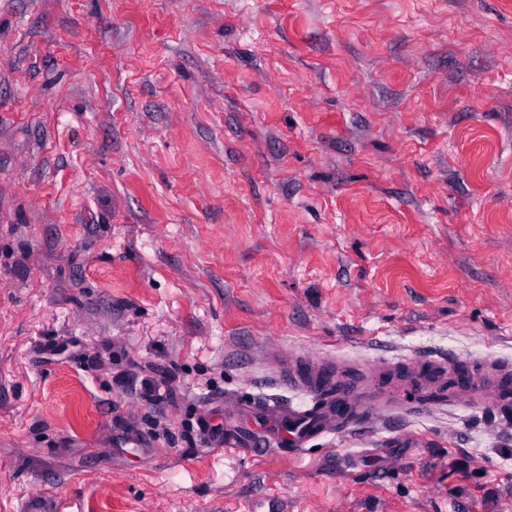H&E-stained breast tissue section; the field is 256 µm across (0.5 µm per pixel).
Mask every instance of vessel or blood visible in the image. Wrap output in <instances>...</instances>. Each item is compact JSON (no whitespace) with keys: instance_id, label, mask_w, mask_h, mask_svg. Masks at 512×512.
<instances>
[{"instance_id":"vessel-or-blood-1","label":"vessel or blood","mask_w":512,"mask_h":512,"mask_svg":"<svg viewBox=\"0 0 512 512\" xmlns=\"http://www.w3.org/2000/svg\"><path fill=\"white\" fill-rule=\"evenodd\" d=\"M382 373L403 371L418 390L433 389L439 402L454 407L460 404L512 408V362L497 359L462 360L455 356L419 355L402 365L381 364ZM280 379L289 386L310 393L312 402L300 408L285 403H265L239 399L235 408L253 420H273L279 425L274 433L252 438L255 447L298 451L309 442L339 431L346 432L372 423L375 417L402 410L403 397L393 389L375 390L358 378L341 374L333 361L313 360L289 353L281 363Z\"/></svg>"}]
</instances>
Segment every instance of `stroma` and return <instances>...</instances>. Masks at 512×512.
<instances>
[{"label":"stroma","mask_w":512,"mask_h":512,"mask_svg":"<svg viewBox=\"0 0 512 512\" xmlns=\"http://www.w3.org/2000/svg\"><path fill=\"white\" fill-rule=\"evenodd\" d=\"M297 350L512 359V0H0V512H512L489 408L207 447Z\"/></svg>","instance_id":"35a3bbf8"}]
</instances>
